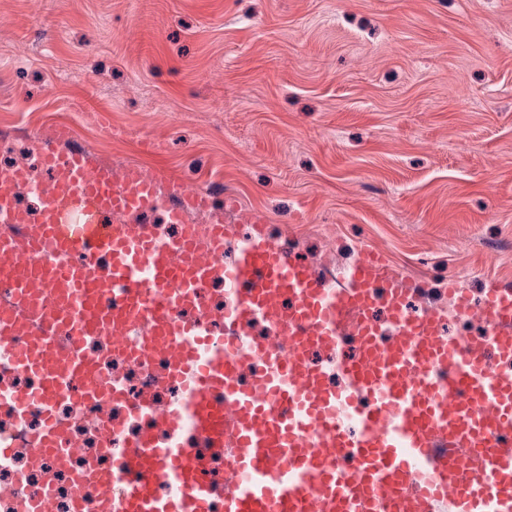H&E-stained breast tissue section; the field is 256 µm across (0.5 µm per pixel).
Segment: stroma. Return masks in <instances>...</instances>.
I'll return each instance as SVG.
<instances>
[{"label": "stroma", "mask_w": 512, "mask_h": 512, "mask_svg": "<svg viewBox=\"0 0 512 512\" xmlns=\"http://www.w3.org/2000/svg\"><path fill=\"white\" fill-rule=\"evenodd\" d=\"M61 120L314 267L512 284V0H0V139Z\"/></svg>", "instance_id": "1"}]
</instances>
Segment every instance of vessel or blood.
<instances>
[{"mask_svg":"<svg viewBox=\"0 0 512 512\" xmlns=\"http://www.w3.org/2000/svg\"><path fill=\"white\" fill-rule=\"evenodd\" d=\"M73 137L38 141L39 220L17 206L27 173L0 175V363L30 380L0 384L11 512H57L64 479L70 512H512L511 286L452 276L448 306L422 305L369 248L320 273L263 217L245 234L220 212L190 223L210 191ZM160 209L177 234L144 223ZM219 282L216 307L202 294ZM452 314L479 331L452 334ZM106 336L125 376L87 348ZM68 404L89 408L98 462Z\"/></svg>","mask_w":512,"mask_h":512,"instance_id":"1","label":"vessel or blood"}]
</instances>
